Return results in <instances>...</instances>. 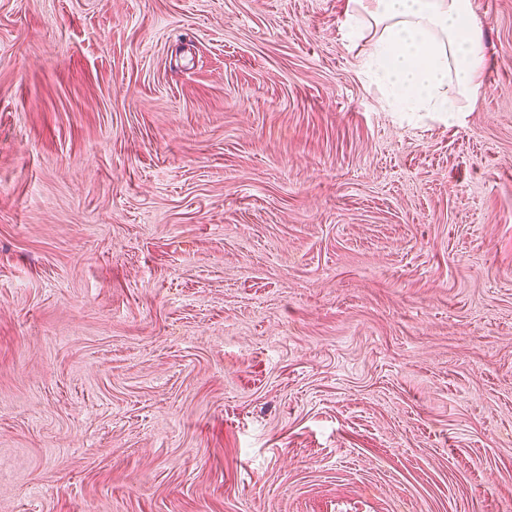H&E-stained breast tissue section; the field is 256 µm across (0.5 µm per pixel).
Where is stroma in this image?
<instances>
[{
	"mask_svg": "<svg viewBox=\"0 0 512 512\" xmlns=\"http://www.w3.org/2000/svg\"><path fill=\"white\" fill-rule=\"evenodd\" d=\"M346 0H0V512H512V0L391 112Z\"/></svg>",
	"mask_w": 512,
	"mask_h": 512,
	"instance_id": "1",
	"label": "stroma"
}]
</instances>
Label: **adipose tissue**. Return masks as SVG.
Here are the masks:
<instances>
[{"label":"adipose tissue","instance_id":"1","mask_svg":"<svg viewBox=\"0 0 512 512\" xmlns=\"http://www.w3.org/2000/svg\"><path fill=\"white\" fill-rule=\"evenodd\" d=\"M473 16V0H347L343 24L351 40L365 25L379 27L363 65L393 111L450 114L458 97H477L482 86L484 45Z\"/></svg>","mask_w":512,"mask_h":512}]
</instances>
